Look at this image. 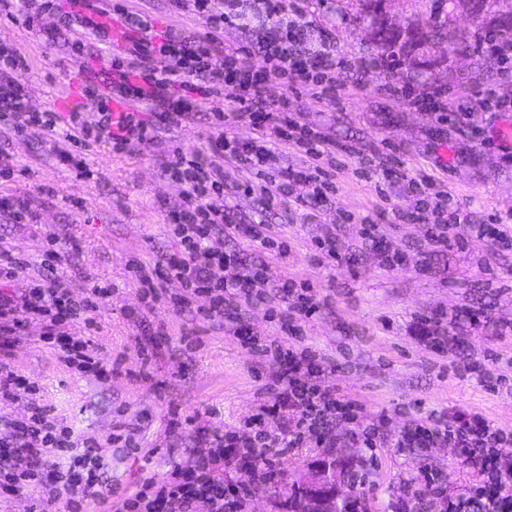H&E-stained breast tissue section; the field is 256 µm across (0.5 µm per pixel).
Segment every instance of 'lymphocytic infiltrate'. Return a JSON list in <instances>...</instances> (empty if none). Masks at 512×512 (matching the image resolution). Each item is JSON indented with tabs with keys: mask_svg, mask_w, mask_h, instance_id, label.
I'll list each match as a JSON object with an SVG mask.
<instances>
[{
	"mask_svg": "<svg viewBox=\"0 0 512 512\" xmlns=\"http://www.w3.org/2000/svg\"><path fill=\"white\" fill-rule=\"evenodd\" d=\"M171 2L176 11L203 17L207 30L190 41L166 32L160 34L158 42L149 41L138 47L130 66L139 72L142 83L133 87L132 94L148 111V118L139 119L130 113L113 120L105 97H98L101 118L97 126L88 127L81 123L79 114H71L72 131L56 153L62 164L82 169L85 162L72 151V144L89 145L105 139L126 148L145 139L156 126L191 118L203 105L223 97L225 86H235L237 93L230 113H215L207 137L215 161L205 162L194 152H178L163 166L166 175L183 180L186 185L180 203L168 213L175 253L154 268L134 264L129 271L146 309H153L159 302L164 282L178 281L191 294L207 298V319L236 323L235 334L246 345L252 344L253 338L238 325L240 312L260 288L274 285L281 297L294 300L291 314H280V327L285 335L298 336L301 321L312 318L319 310L311 291L297 292L292 280L275 277L268 262L249 264L235 254L203 251L202 245L218 234L249 240L264 250L275 244L274 225L262 221L237 224L225 212L224 182L232 175L242 176L244 190L258 195L270 209L288 200L294 206L309 209L323 201L327 182L322 164L336 155L347 154V146L309 133L305 136L306 166H277V148L292 139L298 123L288 100L263 99L262 86L272 78L289 87L299 81L318 80L323 71L335 73L340 66L335 46L326 37L308 42L304 11L297 0H267L269 26L259 48L264 65L256 69L236 51H226L221 46L224 26L242 18L244 0ZM156 53L168 58L166 68L151 67L150 60ZM25 66V59L0 50V120L10 122L18 132L38 122L45 128H54L55 119L42 120L30 111L23 88L11 78L12 72ZM230 116L251 127L254 138L225 134L224 122ZM227 160L232 162V169L224 168ZM266 169L271 175L264 184L257 186L243 177L244 172ZM294 183L310 185L308 197L289 199L288 188ZM59 258V253L49 254L42 261L40 278L30 288L19 294L9 293L1 286L12 280L20 260L9 247L0 245V353L8 349L9 337L20 334L24 316L33 314L44 322L42 342L60 352L67 365L86 373L111 374V361L72 333L76 323L88 328L94 325L98 304L111 291L90 282L84 296H75L59 272ZM271 355L279 373L253 419L258 427L256 434L240 437L229 431H199L198 438L208 453L196 467L174 470L155 491L143 488L129 495L122 503L123 512H193L200 500L207 502L209 512H241L247 489L243 484L225 481V463H233L246 472L254 468L257 456L278 455L302 447L308 439L320 448L335 447V423L353 418L359 402L303 383L304 374L319 372L323 366L308 350L291 342L276 345ZM268 418L278 421L276 432L262 429V422ZM441 442L460 449L475 481L452 497L440 473H425L420 483L427 494V506L440 508L441 512H469L471 504L476 503L481 512H512L511 432L476 412H430L412 420L393 445L432 448ZM51 448L68 452V464L50 459L47 451ZM49 478L61 483L65 495L41 501L38 512H80L83 501L98 497L107 481L101 446L74 440L70 431L57 429L43 408L37 406L27 420L13 424L10 439H0V497L33 490Z\"/></svg>",
	"mask_w": 512,
	"mask_h": 512,
	"instance_id": "f902f5d3",
	"label": "lymphocytic infiltrate"
}]
</instances>
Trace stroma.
Returning a JSON list of instances; mask_svg holds the SVG:
<instances>
[{
	"instance_id": "obj_1",
	"label": "stroma",
	"mask_w": 512,
	"mask_h": 512,
	"mask_svg": "<svg viewBox=\"0 0 512 512\" xmlns=\"http://www.w3.org/2000/svg\"><path fill=\"white\" fill-rule=\"evenodd\" d=\"M49 2L33 29L25 27L22 13L0 9V48L25 59L26 69L15 78L31 110L61 118L54 130L36 126L20 134L0 121V196L27 200L37 214L33 224L0 216V241L22 260L12 289L27 287L37 275L51 233L62 242L61 269L73 291L91 280L111 288L95 314L96 328L76 334L111 359L114 371L99 378L67 367L41 343V322H27L24 335L11 339L10 364L34 390L0 402V438L8 436L11 422L29 416L31 404L43 406L50 420L78 439L103 445L112 488L100 499L84 501L83 512H120L142 478L163 480L173 469L194 468L207 455L196 428L251 435L249 422L264 399L262 388L278 371L265 347L284 335L272 316L273 290L243 307L241 322L257 341L246 347L231 324L203 319L206 298L193 297L174 310V300L184 293L176 281L165 283L154 310L144 309L128 272L130 263L152 267L173 253L167 212L185 186L164 176L163 163L177 151L205 152L213 115L229 105L233 88H225L206 111L160 127L131 151L91 145L84 154L86 175L56 157L70 112H81L89 124L97 118L90 78L125 66L124 50L140 36L127 28L124 12L146 16L156 31L185 37L203 33L205 19L173 12L170 0H103L94 20L109 38L100 43L85 37L77 52L74 33L58 24V0ZM304 8L311 41L332 36L337 54L353 65L371 53L365 22L349 0H305ZM266 31V0H247L244 18L224 28V46L249 49L248 64L261 66L258 46ZM479 62L476 56L454 61L449 81L405 69H374L361 82H346L333 99L310 83L290 93L271 82L263 91L267 100L288 98L300 126L350 145L354 156L332 170L334 190L312 212L266 211L258 196L232 182L224 185V209L232 220L273 224L288 244L287 257L274 262L277 272L309 282L321 303L320 313L303 323L296 344L324 362L311 384L361 404L355 421L337 422L335 452L365 479L363 512H401L402 499L422 493L419 478L426 472L442 473L452 496L470 485L472 476L459 449L445 443L426 449L353 447L348 436L358 425L383 421L384 432L394 438L417 412L457 409L512 431V250L467 235L436 252L425 244V223L408 217L415 202L407 195V180L427 174L452 195L468 223L498 214L512 235V144L498 136L500 128L512 126V112H478L470 123L462 121L463 107L482 85ZM386 156L401 162V177L364 172L363 159ZM363 215L376 217L378 234L405 263H385L363 239L358 222ZM328 232L343 258L336 267L312 257L315 238ZM438 311L456 323L443 353L433 351L416 329L421 317ZM146 349L153 353L148 362L142 357ZM475 361L488 370L487 379L471 371ZM175 416L186 423L173 430L169 422ZM121 423L135 428L138 450L107 445ZM325 454L310 443L288 450L272 467L279 474L275 483L296 486ZM268 468L261 464L244 476L225 466L226 479L256 489L244 512H282V498L268 492L273 483Z\"/></svg>"
}]
</instances>
